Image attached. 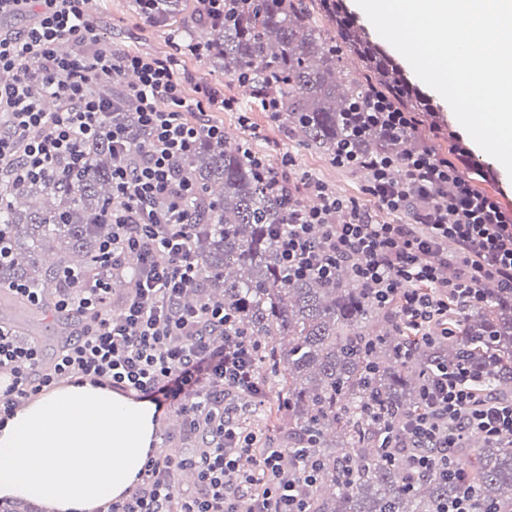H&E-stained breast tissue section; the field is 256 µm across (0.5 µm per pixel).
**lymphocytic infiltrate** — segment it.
Masks as SVG:
<instances>
[{"instance_id":"1","label":"lymphocytic infiltrate","mask_w":512,"mask_h":512,"mask_svg":"<svg viewBox=\"0 0 512 512\" xmlns=\"http://www.w3.org/2000/svg\"><path fill=\"white\" fill-rule=\"evenodd\" d=\"M87 0H0V19L28 16L16 34H0V176L15 184L52 176L81 165L84 147L110 135L118 161L112 170L114 228L104 247L110 263L98 278L76 280L56 307L78 310L91 322L50 368H42L40 348L20 342L0 323V426L19 402L51 390L60 378L90 382L152 400L157 409L177 412L190 445L178 453L156 448L135 487L104 512H309L305 485L281 476L279 449L241 424L234 394L260 396L254 348L229 332L232 317L223 307L200 301L181 306L200 276L186 203L198 189L182 162L201 135L220 138L223 127L201 129L186 115L223 106L220 91L197 84L186 99L179 77L182 56L117 54L102 44L89 18ZM41 66L31 72L27 58ZM134 73L128 93L137 102V124L147 136L134 165L121 156L130 145L124 126L110 123L112 81ZM413 113L372 99L356 113L353 135L381 127L392 137L409 134ZM463 155L438 157L426 149L401 159L359 155L339 145L335 165L365 169L362 198L330 194L320 179L306 176L302 187L318 199L315 207L293 209L275 231L279 259L289 277H332L347 266L355 282L380 305L396 304L402 322L421 330L447 320L448 304L483 301L485 282L512 292V213L497 197L480 192L460 171ZM414 211L411 224L380 220ZM458 248L457 279L444 280L449 245ZM138 274L120 299L109 282L121 276L125 260ZM424 411L408 424L411 469L448 465V451L466 434L494 438L512 434V401L477 398L461 373L440 370L424 393ZM197 482L186 487L182 472Z\"/></svg>"}]
</instances>
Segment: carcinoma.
<instances>
[{"label": "carcinoma", "mask_w": 512, "mask_h": 512, "mask_svg": "<svg viewBox=\"0 0 512 512\" xmlns=\"http://www.w3.org/2000/svg\"><path fill=\"white\" fill-rule=\"evenodd\" d=\"M188 0H157L154 24L221 65L224 73L257 98L272 94L281 127L318 150L336 156L350 137L348 113L385 96L403 112H434L429 98L406 76L382 44L371 38L343 0H228L225 20L215 23ZM330 24L322 34L315 14ZM356 56L363 78L344 73V53ZM251 78H246V75ZM110 120L132 130V152L147 136L136 122V104L112 93ZM358 152L399 157L421 147L376 127L354 141ZM112 142L88 144L84 165L45 181L0 189V301L28 303L15 295L19 284L43 289L33 314L53 311L55 297L73 286L67 262L45 259V251L80 257L79 269L93 279L103 245L112 240ZM198 189L188 206L198 225L193 249L202 268L192 300L204 295L224 304L232 330L256 345L260 383L277 401L260 412L267 430L282 434V467L303 479L309 512H445L458 482L433 465L413 472L407 452L388 448L423 409L424 386L438 369L464 371L482 399L512 397V295L498 289L479 304H449L448 335L423 336L405 327L396 305L378 306L369 292L340 267L329 278H289L271 230L288 223V198L272 191L244 157L242 146L202 137L183 161ZM62 348L76 341L88 317L60 312ZM304 450L307 459L297 455ZM455 457L470 487L475 512H512V442L483 440L479 448H457Z\"/></svg>", "instance_id": "1"}]
</instances>
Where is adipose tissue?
I'll use <instances>...</instances> for the list:
<instances>
[{"instance_id":"obj_1","label":"adipose tissue","mask_w":512,"mask_h":512,"mask_svg":"<svg viewBox=\"0 0 512 512\" xmlns=\"http://www.w3.org/2000/svg\"><path fill=\"white\" fill-rule=\"evenodd\" d=\"M154 404L91 383L26 401L0 429V498L99 512L135 485L159 442Z\"/></svg>"}]
</instances>
